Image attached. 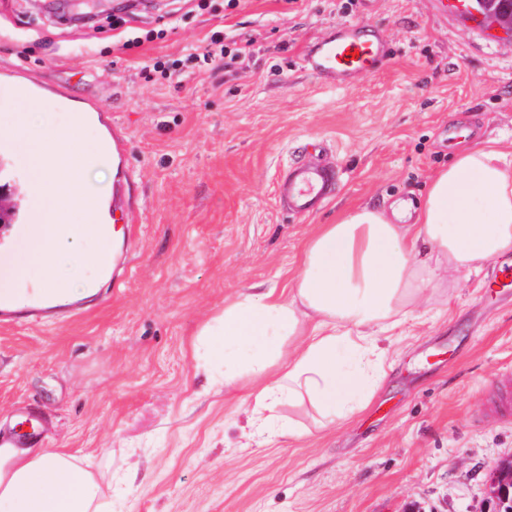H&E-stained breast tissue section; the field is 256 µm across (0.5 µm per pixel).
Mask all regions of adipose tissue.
Returning <instances> with one entry per match:
<instances>
[{
    "label": "adipose tissue",
    "mask_w": 512,
    "mask_h": 512,
    "mask_svg": "<svg viewBox=\"0 0 512 512\" xmlns=\"http://www.w3.org/2000/svg\"><path fill=\"white\" fill-rule=\"evenodd\" d=\"M509 252L512 151L489 139L461 147L418 205H360L318 225L289 288L226 298L193 350L211 382L251 386L256 433L299 438L280 405H309L322 426L353 419L387 377L380 337L447 297L455 274ZM98 495L70 454L0 448V512H100Z\"/></svg>",
    "instance_id": "obj_1"
}]
</instances>
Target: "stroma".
Returning <instances> with one entry per match:
<instances>
[{"instance_id": "stroma-1", "label": "stroma", "mask_w": 512, "mask_h": 512, "mask_svg": "<svg viewBox=\"0 0 512 512\" xmlns=\"http://www.w3.org/2000/svg\"><path fill=\"white\" fill-rule=\"evenodd\" d=\"M115 8L99 0L97 21L79 23L0 0V105L29 83L56 105L44 123L61 124L97 101L95 137L109 119L129 144L87 180L131 194L138 242L87 312L0 325V425L33 412L47 447L101 476L106 512H495L487 480L512 455V423L475 418L512 376V288L486 293L496 266L457 274L447 303L395 331L386 382L352 421L316 430L307 407H282L305 438L247 437L244 393L208 386L192 343L226 296L283 287L314 225L420 201L461 143L512 149V37L436 0H138L122 35L97 32ZM352 21L385 32L382 67L346 87L310 75L309 47ZM214 29L254 40L253 55L193 67L186 54ZM157 57L178 69L145 80ZM309 153L336 190L303 217L275 189Z\"/></svg>"}]
</instances>
